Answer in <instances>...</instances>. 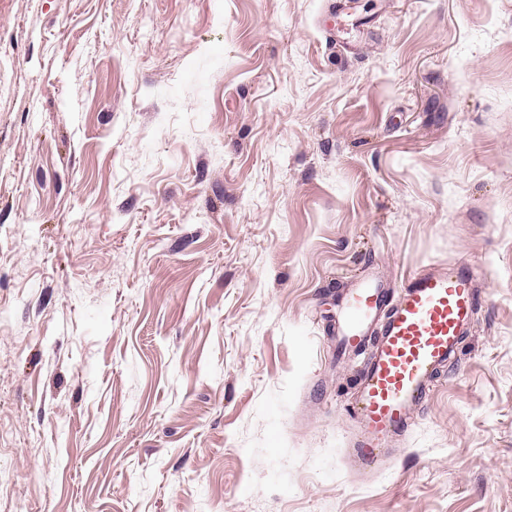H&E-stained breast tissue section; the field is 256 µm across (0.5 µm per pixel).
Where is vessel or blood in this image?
<instances>
[{
	"label": "vessel or blood",
	"instance_id": "vessel-or-blood-1",
	"mask_svg": "<svg viewBox=\"0 0 512 512\" xmlns=\"http://www.w3.org/2000/svg\"><path fill=\"white\" fill-rule=\"evenodd\" d=\"M479 293L472 272L424 270L411 275L397 302L370 278L347 292L339 352L368 351L350 417L359 433L353 454L374 467L388 441L411 425V410L429 394L437 371L457 358Z\"/></svg>",
	"mask_w": 512,
	"mask_h": 512
}]
</instances>
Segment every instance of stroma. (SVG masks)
Wrapping results in <instances>:
<instances>
[{"mask_svg":"<svg viewBox=\"0 0 512 512\" xmlns=\"http://www.w3.org/2000/svg\"><path fill=\"white\" fill-rule=\"evenodd\" d=\"M0 0V512H512V0ZM481 290L342 455L346 293Z\"/></svg>","mask_w":512,"mask_h":512,"instance_id":"obj_1","label":"stroma"}]
</instances>
